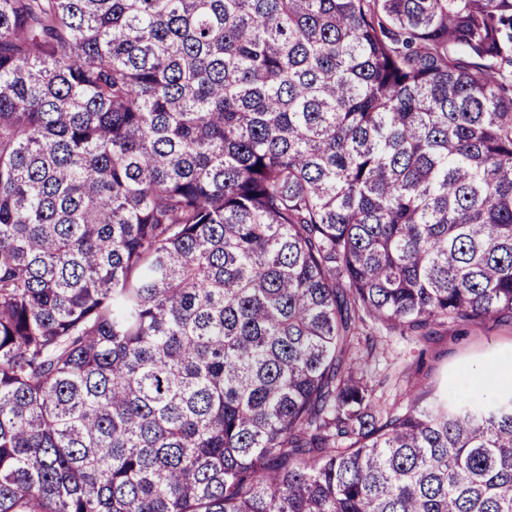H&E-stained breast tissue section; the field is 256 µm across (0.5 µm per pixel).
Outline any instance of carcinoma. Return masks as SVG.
Segmentation results:
<instances>
[{"label":"carcinoma","instance_id":"obj_1","mask_svg":"<svg viewBox=\"0 0 512 512\" xmlns=\"http://www.w3.org/2000/svg\"><path fill=\"white\" fill-rule=\"evenodd\" d=\"M512 0H0V512H512ZM364 337L365 353L353 357ZM425 349L422 361L419 352ZM504 359H512V323L478 321L473 324L439 326L428 343H417L399 333L384 334L378 344L376 358L366 367L372 384L386 379L377 387L390 405H405L409 389L427 387L436 393L446 391L455 383L476 388L474 380Z\"/></svg>","mask_w":512,"mask_h":512}]
</instances>
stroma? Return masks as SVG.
I'll return each instance as SVG.
<instances>
[{
    "label": "stroma",
    "instance_id": "stroma-1",
    "mask_svg": "<svg viewBox=\"0 0 512 512\" xmlns=\"http://www.w3.org/2000/svg\"><path fill=\"white\" fill-rule=\"evenodd\" d=\"M505 359H512V323L478 321L437 327L425 344L396 333L383 336L366 371L384 381L377 395L402 406L410 389L440 393L454 384L474 382Z\"/></svg>",
    "mask_w": 512,
    "mask_h": 512
}]
</instances>
